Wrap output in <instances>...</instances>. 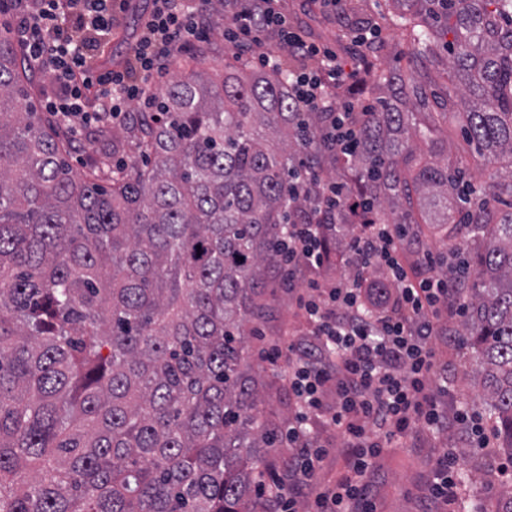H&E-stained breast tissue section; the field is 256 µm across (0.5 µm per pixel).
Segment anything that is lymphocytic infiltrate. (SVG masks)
Masks as SVG:
<instances>
[{
  "label": "lymphocytic infiltrate",
  "instance_id": "lymphocytic-infiltrate-1",
  "mask_svg": "<svg viewBox=\"0 0 512 512\" xmlns=\"http://www.w3.org/2000/svg\"><path fill=\"white\" fill-rule=\"evenodd\" d=\"M17 12L15 34L28 58L50 73L43 107L65 123L73 137L99 120H125L131 101L143 98L168 71L171 47H190L209 33L208 0H150L143 33L127 68L95 82L79 78L89 52L112 31L114 0H9ZM232 24L224 40L236 54L270 65L266 34L277 30L294 60H320L321 70L297 69L290 83L299 111L317 112L316 147L323 157L345 155L358 139L357 106L334 107L331 98L355 83V68L330 47L293 31L276 0H224ZM300 192L316 206L304 221L289 225L288 292L306 332L284 330L265 351L270 363L286 359L283 378L292 390L294 420L286 441L292 454L270 468L260 493L279 512H372L366 476L393 439L420 429L451 431L468 415L440 408L433 387L438 368L430 344L441 320L460 315L464 301L458 280L441 277L431 253L420 265L401 260L405 236L394 224H365L351 235L342 254L346 274L333 278L325 260L336 238V207L351 216L361 201L343 194L340 182L313 171L300 178ZM320 418L342 439L348 471L335 485L321 483L318 471L331 445L310 425Z\"/></svg>",
  "mask_w": 512,
  "mask_h": 512
}]
</instances>
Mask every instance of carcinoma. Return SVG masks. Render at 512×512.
<instances>
[{
  "instance_id": "obj_1",
  "label": "carcinoma",
  "mask_w": 512,
  "mask_h": 512,
  "mask_svg": "<svg viewBox=\"0 0 512 512\" xmlns=\"http://www.w3.org/2000/svg\"><path fill=\"white\" fill-rule=\"evenodd\" d=\"M400 2L391 26L414 55L439 60L453 21L448 105L489 163L512 161V0ZM22 77L0 33V512H260L255 449L272 430L245 337L282 282L288 225L314 203L295 183L300 161L319 167L315 114L296 111L286 69L193 70L112 133L133 156L77 172ZM406 83L426 104L430 73L368 74L394 98ZM360 120L357 149L332 162L347 194L385 224L416 223V208L434 236L460 228L478 247L458 336L512 462V210L487 219L512 173L475 197L458 163L422 162L414 136L448 156L446 112L414 129L403 108Z\"/></svg>"
}]
</instances>
